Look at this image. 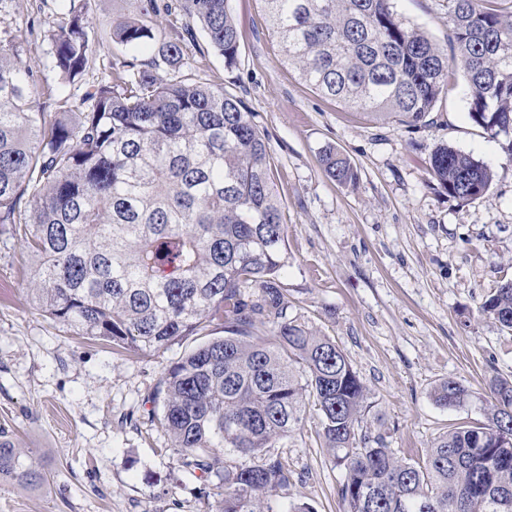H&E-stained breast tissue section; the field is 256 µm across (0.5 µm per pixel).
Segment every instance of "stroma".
I'll use <instances>...</instances> for the list:
<instances>
[{"mask_svg": "<svg viewBox=\"0 0 512 512\" xmlns=\"http://www.w3.org/2000/svg\"><path fill=\"white\" fill-rule=\"evenodd\" d=\"M240 33L236 67L207 48L201 28L185 59L240 99L269 145L273 181L288 226V264L279 281L289 317L332 337L371 391L365 420L401 458L422 457L462 421L480 423L493 377L512 379V337L478 312L512 265V157L468 117L470 89L448 74L427 125L373 119L322 97L282 60L260 0H229ZM67 0H0V38L29 67L36 109L53 113L104 80L109 64L136 54L112 28L135 18L137 0H87L97 53L68 84L53 62V24ZM444 54L454 44L446 0H396ZM146 60L150 51L137 54ZM473 155L494 173L488 192L460 201L438 186L429 157L439 144ZM347 156L358 180L341 185L318 161L324 147ZM30 259L0 234V432L47 475L32 487L0 480V512H211L202 479L183 471L159 418L165 370L198 337L147 352H118L42 315L27 291ZM458 378L472 392L448 410L431 387ZM308 410L301 430L274 453L292 481L274 512L304 502L343 512L336 467Z\"/></svg>", "mask_w": 512, "mask_h": 512, "instance_id": "stroma-1", "label": "stroma"}]
</instances>
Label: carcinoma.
I'll list each match as a JSON object with an SVG mask.
<instances>
[{"label":"carcinoma","instance_id":"carcinoma-1","mask_svg":"<svg viewBox=\"0 0 512 512\" xmlns=\"http://www.w3.org/2000/svg\"><path fill=\"white\" fill-rule=\"evenodd\" d=\"M84 2L69 0V19L52 34L54 66L68 82L95 53ZM139 2L141 18L117 24L113 41L145 49L158 17L174 36L147 61L111 66L109 81L53 114L34 111L30 71L0 40V226L31 258L37 309L79 336L138 352L223 322L224 335L166 369L160 390V424L180 466L217 489L213 512H273L269 500L290 477L269 449L301 429L309 402L323 447L345 470V512H512V380H490L486 422L455 425L419 461L397 457L363 425L369 391L346 354L288 318L278 283L287 225L265 137L239 99L183 72L175 33L186 17L225 66L237 64L228 0ZM260 2L284 62L319 95L415 127L455 67L471 90L469 118L512 157V11L447 0L450 58L398 16L395 0ZM319 160L340 184L358 179L334 148ZM429 165L454 199L476 200L493 181L487 165L447 144ZM480 309L512 334V278ZM259 325L268 335H253ZM430 397L457 408L471 392L446 378ZM44 479L0 432V480Z\"/></svg>","mask_w":512,"mask_h":512}]
</instances>
